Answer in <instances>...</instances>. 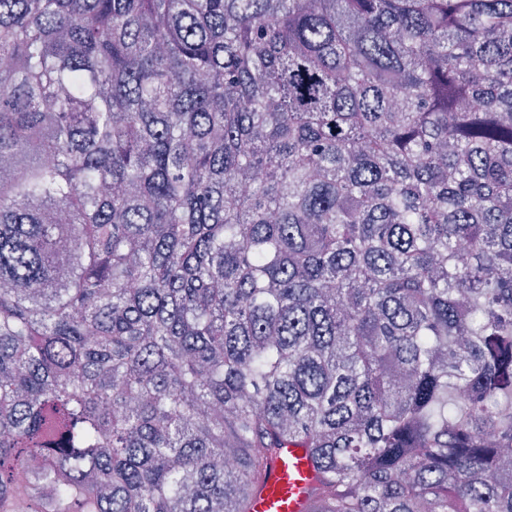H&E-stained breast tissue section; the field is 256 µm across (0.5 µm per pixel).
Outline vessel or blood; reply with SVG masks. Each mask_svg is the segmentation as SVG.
I'll return each instance as SVG.
<instances>
[{"mask_svg": "<svg viewBox=\"0 0 512 512\" xmlns=\"http://www.w3.org/2000/svg\"><path fill=\"white\" fill-rule=\"evenodd\" d=\"M312 478L313 472L304 449H279L254 512H302Z\"/></svg>", "mask_w": 512, "mask_h": 512, "instance_id": "b4317fda", "label": "vessel or blood"}]
</instances>
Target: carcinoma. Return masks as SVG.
<instances>
[{
	"label": "carcinoma",
	"instance_id": "carcinoma-1",
	"mask_svg": "<svg viewBox=\"0 0 512 512\" xmlns=\"http://www.w3.org/2000/svg\"><path fill=\"white\" fill-rule=\"evenodd\" d=\"M288 447L304 512H512V0H0V512Z\"/></svg>",
	"mask_w": 512,
	"mask_h": 512
}]
</instances>
